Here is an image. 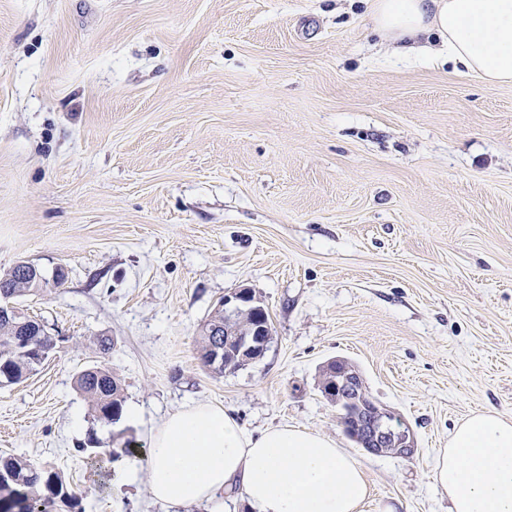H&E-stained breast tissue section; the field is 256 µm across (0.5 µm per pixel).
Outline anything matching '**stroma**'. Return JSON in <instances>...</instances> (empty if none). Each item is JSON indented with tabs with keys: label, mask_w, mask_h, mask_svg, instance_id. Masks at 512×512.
Listing matches in <instances>:
<instances>
[{
	"label": "stroma",
	"mask_w": 512,
	"mask_h": 512,
	"mask_svg": "<svg viewBox=\"0 0 512 512\" xmlns=\"http://www.w3.org/2000/svg\"><path fill=\"white\" fill-rule=\"evenodd\" d=\"M21 260L65 282L17 302L57 348L0 385V456L86 512H165L145 452L192 402L334 439L366 512H448L454 425L512 416V84L394 54L369 0H0V272ZM239 288L273 340L217 376L196 338ZM336 357L413 456L346 435L318 387ZM96 362L137 418H93L74 380ZM118 433L142 454L106 480L78 446Z\"/></svg>",
	"instance_id": "35a3bbf8"
}]
</instances>
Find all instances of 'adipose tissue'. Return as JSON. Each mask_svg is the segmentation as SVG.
Returning a JSON list of instances; mask_svg holds the SVG:
<instances>
[{
    "label": "adipose tissue",
    "mask_w": 512,
    "mask_h": 512,
    "mask_svg": "<svg viewBox=\"0 0 512 512\" xmlns=\"http://www.w3.org/2000/svg\"><path fill=\"white\" fill-rule=\"evenodd\" d=\"M376 31L399 53L436 38L439 54L490 84L512 83V0H375ZM153 498L180 512L241 490L250 512H364L371 488L359 460L328 437L284 425L255 435L223 408L169 415L148 453ZM449 512H512V417L458 423L432 473Z\"/></svg>",
    "instance_id": "obj_1"
}]
</instances>
